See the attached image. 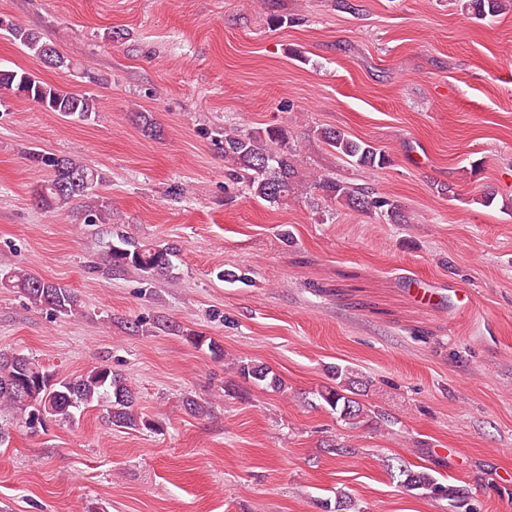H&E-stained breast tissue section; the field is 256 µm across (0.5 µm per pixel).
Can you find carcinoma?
Here are the masks:
<instances>
[{
  "instance_id": "1",
  "label": "carcinoma",
  "mask_w": 512,
  "mask_h": 512,
  "mask_svg": "<svg viewBox=\"0 0 512 512\" xmlns=\"http://www.w3.org/2000/svg\"><path fill=\"white\" fill-rule=\"evenodd\" d=\"M467 8L477 19L496 17L512 8V0H468ZM12 38L41 63L52 68L67 66L57 49L43 40L40 33L17 23L8 24ZM34 102L47 112H57L76 122L91 120L96 113V100L86 94H75L49 84L25 69H0V90ZM135 124L144 136L155 138L160 127L150 112L135 114ZM320 138L349 162L366 168H383L389 163L385 152L371 142L356 139L336 128H325ZM29 158L48 170L47 179L35 190V206L46 211H60L75 201L88 208L87 223L103 224L110 218L112 202L99 194L105 177L82 160L66 155L34 151ZM224 160L232 164L229 181L248 194L270 204H281L298 193L301 187H314L324 198L351 211H380L391 222L406 223L405 215L390 198L354 184L320 175L306 176L294 163L288 133L281 127L265 130V135L241 131L224 133ZM119 244L109 246L111 268H134L149 279L171 274V249L148 246L131 237L118 236ZM0 288L18 290L31 305L56 314L73 316L80 313V300L74 290L31 272L14 267L0 276ZM239 376L259 386L279 389L282 382L262 365L240 361ZM333 386L317 393L320 401L354 426L372 416L374 410L350 397L355 387L363 384L358 374L348 367L331 368ZM135 392L127 378L108 365L95 366L81 375L61 376L34 357L16 351L0 352V411L14 412L29 426L45 419L71 421L76 413L95 404L105 407L107 422L119 428L159 430V424L135 411ZM398 485L435 499H445L449 506L464 512H477L472 505L471 490L466 485L441 482L434 466L413 469L405 464L397 467Z\"/></svg>"
}]
</instances>
